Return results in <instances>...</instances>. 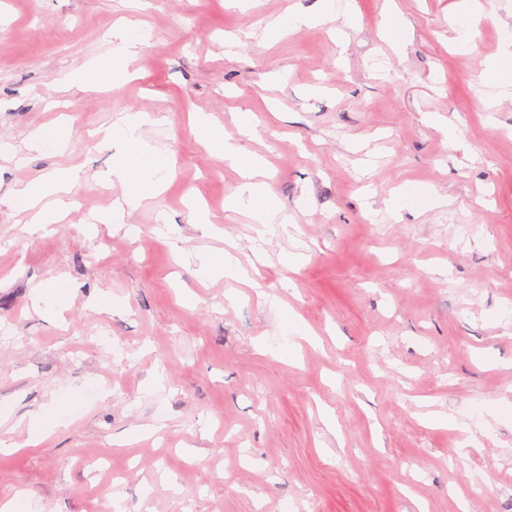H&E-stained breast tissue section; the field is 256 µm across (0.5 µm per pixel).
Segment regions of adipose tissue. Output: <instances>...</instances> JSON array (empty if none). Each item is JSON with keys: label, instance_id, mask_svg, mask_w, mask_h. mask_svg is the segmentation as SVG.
I'll return each mask as SVG.
<instances>
[{"label": "adipose tissue", "instance_id": "1", "mask_svg": "<svg viewBox=\"0 0 512 512\" xmlns=\"http://www.w3.org/2000/svg\"><path fill=\"white\" fill-rule=\"evenodd\" d=\"M150 38V31L132 19L113 30L112 49L100 66L106 78L116 83L128 77L130 63ZM151 121V115L144 112L125 114L105 131L101 139L102 144L115 143L121 148L111 170L103 173L102 178L109 183H119L123 189L112 211L101 216V223H122L125 211L137 208L143 200L160 192L174 170L172 158L158 151L142 136L143 126ZM193 128L201 143L214 154L235 163L242 173L244 181L231 196V208L248 209L257 232L261 234L275 224L287 226V215L272 199L265 183L256 179L262 167L261 160L243 154L234 142L225 138L223 128L205 115L196 116ZM82 178V171L74 168L54 171L20 185L8 206L25 215L28 224L38 230L60 223L71 209V197Z\"/></svg>", "mask_w": 512, "mask_h": 512}]
</instances>
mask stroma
I'll return each instance as SVG.
<instances>
[{
    "mask_svg": "<svg viewBox=\"0 0 512 512\" xmlns=\"http://www.w3.org/2000/svg\"><path fill=\"white\" fill-rule=\"evenodd\" d=\"M334 2L349 17L271 40L268 22L320 0H0V148L16 153L0 158V503L512 512V417L464 458L457 432L429 422L512 401V98L479 80L512 0H479L478 16L460 0ZM393 12L400 45L383 34ZM126 18L152 32L131 79L66 82L107 57ZM463 27L480 37L467 54ZM131 112L152 115L143 136L175 172L124 228L95 225L122 192L98 179L120 153L99 132ZM197 113L266 160L293 227L260 238L226 211L241 176L197 141ZM62 120L66 149L26 148ZM69 167L85 179L61 224L36 232L10 212L20 184ZM407 184L444 205L390 215ZM195 199L223 238L194 224ZM229 247L277 303L202 277L200 255ZM40 287L66 299L62 315L34 309Z\"/></svg>",
    "mask_w": 512,
    "mask_h": 512,
    "instance_id": "35a3bbf8",
    "label": "stroma"
}]
</instances>
